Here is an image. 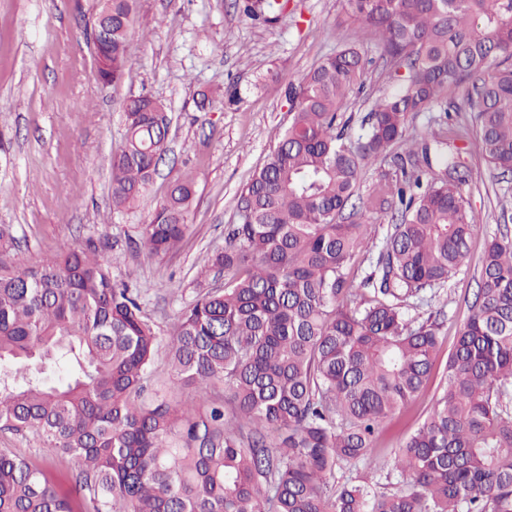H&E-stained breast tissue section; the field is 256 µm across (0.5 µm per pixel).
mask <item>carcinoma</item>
Returning <instances> with one entry per match:
<instances>
[{
  "label": "carcinoma",
  "instance_id": "obj_1",
  "mask_svg": "<svg viewBox=\"0 0 512 512\" xmlns=\"http://www.w3.org/2000/svg\"><path fill=\"white\" fill-rule=\"evenodd\" d=\"M136 0H101L112 36L99 78L127 69ZM382 42L395 88L361 119L357 146L338 119L362 83L354 46L288 84L290 120L242 187L240 222L208 271L224 287L198 293L167 343L174 385L150 389L160 346L138 294L97 258L101 242L22 271L0 261V432L33 439L45 458L78 460L74 488L89 512H512V240L483 252L469 316L448 350L443 382L405 440L401 487L376 494L336 468L376 457L380 424L427 387L442 324L403 308L442 285L470 254L479 217L463 176L404 174L387 193L401 221L374 268L350 285L369 245L358 215L363 163L407 143L410 116L466 86L475 143L512 176V0H348ZM272 24L288 0H237ZM226 109L243 103L235 85ZM127 137L112 157V206L144 201L165 152V106L126 100ZM195 183L177 175L143 230L150 253L178 248ZM189 390L194 397L180 398ZM0 512H73L47 473L0 448Z\"/></svg>",
  "mask_w": 512,
  "mask_h": 512
}]
</instances>
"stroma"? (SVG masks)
Listing matches in <instances>:
<instances>
[{
	"instance_id": "stroma-1",
	"label": "stroma",
	"mask_w": 512,
	"mask_h": 512,
	"mask_svg": "<svg viewBox=\"0 0 512 512\" xmlns=\"http://www.w3.org/2000/svg\"><path fill=\"white\" fill-rule=\"evenodd\" d=\"M100 0H0V227L14 240L0 258L16 268L101 241V257L114 279L140 290V302L159 336H168L179 311L199 289L196 278L209 257L224 248V228L239 221L236 199L260 168L288 123V82L298 81L325 55L357 46L365 60L363 85L345 108L350 135L373 101L392 90V68L378 37L362 36L347 0H289L273 25L254 23L235 0H137L131 28V62L120 81L97 76L93 25ZM237 83L240 110L213 102L198 110L200 91ZM145 94L163 103L170 122L168 152L139 207L113 211L110 160L126 141L121 106ZM461 90L445 104L414 114L409 140L421 141L440 121L465 129L450 139L458 173L467 180L466 205L482 222L471 255L443 286L425 290L408 318L438 314L452 343L469 311L476 268L492 236H512V176L492 171L469 133L473 113L456 111ZM192 172L196 196L190 229L177 250L156 256L142 239L151 206L169 181ZM394 156L366 161L359 196L363 222L374 243L401 219L399 207L376 200L401 179ZM435 393L427 390L379 427L383 455L336 471L337 482H368L377 492L395 490L394 456L424 420Z\"/></svg>"
}]
</instances>
